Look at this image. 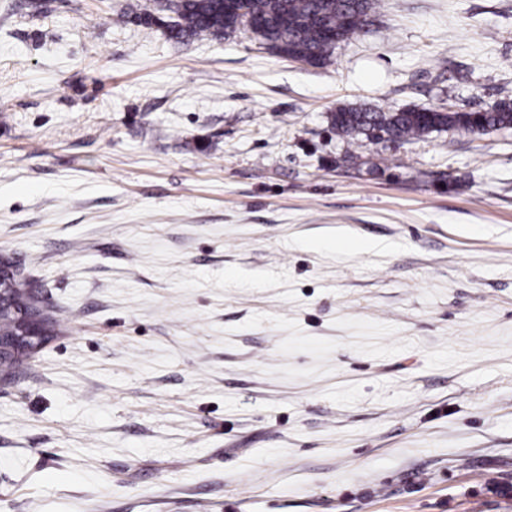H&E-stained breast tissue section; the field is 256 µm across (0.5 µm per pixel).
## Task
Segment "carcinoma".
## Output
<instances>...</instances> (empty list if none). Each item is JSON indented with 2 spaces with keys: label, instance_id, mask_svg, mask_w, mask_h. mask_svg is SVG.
<instances>
[{
  "label": "carcinoma",
  "instance_id": "carcinoma-1",
  "mask_svg": "<svg viewBox=\"0 0 512 512\" xmlns=\"http://www.w3.org/2000/svg\"><path fill=\"white\" fill-rule=\"evenodd\" d=\"M155 10L136 16L139 24L156 27L175 43L200 37L222 40L245 26L247 18L265 26L252 33L276 54L310 66L325 64L335 48L327 33L344 41L362 31L378 9V0H245V12L224 14L221 0H155ZM469 111L421 107L384 111L378 108H340L331 113L336 135L351 141L368 139L404 142L433 132H449L470 124ZM477 134L512 128V103L499 102L482 110ZM8 308L0 312V336L19 334L12 308L26 305L30 292L13 278L0 282Z\"/></svg>",
  "mask_w": 512,
  "mask_h": 512
}]
</instances>
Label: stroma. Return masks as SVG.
<instances>
[{"label":"stroma","instance_id":"35a3bbf8","mask_svg":"<svg viewBox=\"0 0 512 512\" xmlns=\"http://www.w3.org/2000/svg\"><path fill=\"white\" fill-rule=\"evenodd\" d=\"M0 0V512H512V0H379L312 67L150 0ZM482 112L478 130L484 135L512 128V103L499 102L487 109L455 111L444 108L421 107L384 111L378 108H340L331 113V126L336 134L348 141L360 135L367 139L404 142L433 132H449L467 127L470 115ZM6 288L4 291L5 301L8 302L9 306L20 308L26 306L27 297L31 296L24 284L17 279L5 277L0 282V289ZM40 308L37 306V301L33 296L32 303L28 309H22L20 313L21 330L19 334V323L17 317L10 308H5L3 313L0 312V336L8 338L16 337L12 345L6 344L0 340V362L4 361L5 355H13L19 357L26 355L36 350L46 339L42 330L43 323L40 314ZM10 364L4 361V370L9 369Z\"/></svg>","mask_w":512,"mask_h":512}]
</instances>
